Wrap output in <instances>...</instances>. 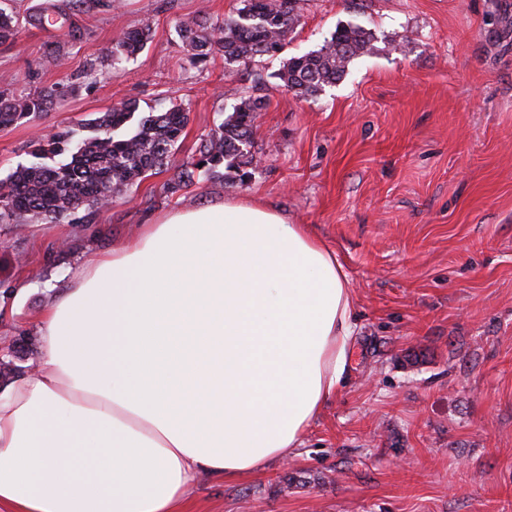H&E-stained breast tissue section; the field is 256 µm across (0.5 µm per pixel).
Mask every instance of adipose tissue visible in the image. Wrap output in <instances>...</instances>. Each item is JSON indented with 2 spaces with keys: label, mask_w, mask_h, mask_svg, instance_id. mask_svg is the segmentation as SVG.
I'll list each match as a JSON object with an SVG mask.
<instances>
[{
  "label": "adipose tissue",
  "mask_w": 512,
  "mask_h": 512,
  "mask_svg": "<svg viewBox=\"0 0 512 512\" xmlns=\"http://www.w3.org/2000/svg\"><path fill=\"white\" fill-rule=\"evenodd\" d=\"M0 391V512H184L300 447L358 320L336 252L248 200L171 209L70 271Z\"/></svg>",
  "instance_id": "adipose-tissue-1"
}]
</instances>
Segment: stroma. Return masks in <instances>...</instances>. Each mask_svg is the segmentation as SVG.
Segmentation results:
<instances>
[{
    "instance_id": "35a3bbf8",
    "label": "stroma",
    "mask_w": 512,
    "mask_h": 512,
    "mask_svg": "<svg viewBox=\"0 0 512 512\" xmlns=\"http://www.w3.org/2000/svg\"><path fill=\"white\" fill-rule=\"evenodd\" d=\"M242 0H116L58 60L23 27L0 44V94H57L0 126V178L38 137L97 113L190 104L167 171L115 196L92 224H0V349L38 338L51 286L150 215L230 198L271 205L333 248L359 329L344 384L300 448L264 473L200 476L185 512H512V0H302L280 51L248 66L193 65L176 32ZM372 53L317 97L275 74L337 27ZM149 27L145 49L108 74L114 42ZM267 98L250 179L164 185L247 96ZM29 288L16 293L18 281Z\"/></svg>"
}]
</instances>
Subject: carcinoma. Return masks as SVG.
Instances as JSON below:
<instances>
[{"label": "carcinoma", "mask_w": 512, "mask_h": 512, "mask_svg": "<svg viewBox=\"0 0 512 512\" xmlns=\"http://www.w3.org/2000/svg\"><path fill=\"white\" fill-rule=\"evenodd\" d=\"M300 2L246 0L234 15L211 21L182 20L176 31L195 65L218 54L229 63L245 64L281 49L300 22ZM101 6L103 0H55L56 17L51 27L57 38L47 44L45 57L58 58L79 39L86 30L84 21ZM16 35L15 14L0 9V43L12 42ZM148 38L147 27L125 32L112 50L113 73L138 55ZM372 49L369 33L342 26L319 50L289 59L277 78L295 96L314 97L325 86L340 81L356 56ZM54 95L52 89L20 98L0 94V126L45 111ZM266 106L263 97L243 98L211 129L199 156L183 163L166 183L167 192L174 194L202 177L222 180L224 170L232 167L240 181L250 178L252 172L240 165L254 163L253 128L257 113ZM136 110V105L129 103L99 113L81 124L91 129L89 136L74 128L50 135L34 153V161L18 165L8 177L0 179V223L21 224L31 216L48 223L70 219L89 224L115 194L162 171L186 127L187 104L171 100L142 114L136 127L129 130L127 125Z\"/></svg>", "instance_id": "cac0c4a2"}]
</instances>
